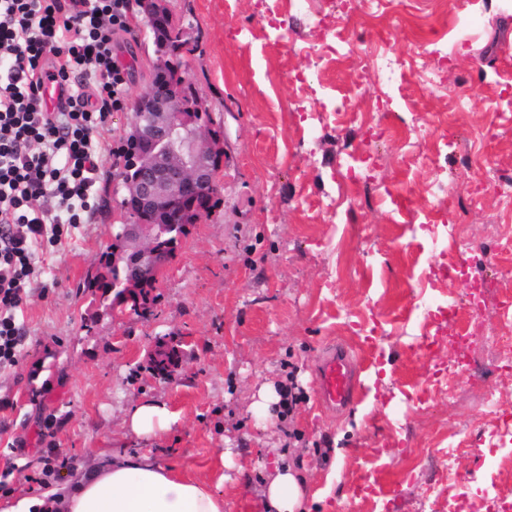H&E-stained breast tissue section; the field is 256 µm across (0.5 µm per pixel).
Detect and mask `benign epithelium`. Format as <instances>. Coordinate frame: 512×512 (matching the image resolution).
<instances>
[{"instance_id": "obj_1", "label": "benign epithelium", "mask_w": 512, "mask_h": 512, "mask_svg": "<svg viewBox=\"0 0 512 512\" xmlns=\"http://www.w3.org/2000/svg\"><path fill=\"white\" fill-rule=\"evenodd\" d=\"M187 83L182 71L163 77L132 104L140 150L137 175L122 183V191L140 220L113 230L112 262L128 270L123 285L126 304L120 311L142 318L154 316L155 302L153 295L144 297L140 291L160 281L173 257L160 246L166 225L182 216L186 223L198 224L208 216L210 203L200 204L198 198L212 193L223 168L222 140L198 119L203 109L199 99L182 91ZM178 342L176 336L158 338L152 361L165 360Z\"/></svg>"}]
</instances>
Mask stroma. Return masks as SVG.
Segmentation results:
<instances>
[{"mask_svg": "<svg viewBox=\"0 0 512 512\" xmlns=\"http://www.w3.org/2000/svg\"><path fill=\"white\" fill-rule=\"evenodd\" d=\"M190 38L186 76L224 136L218 205L182 236L154 291L155 314L115 318L80 285L98 270L119 223L131 110L112 113L96 208L36 255L38 275L16 316L26 341L0 369V494L43 491L47 456L56 482L98 452H152L161 464L208 479L224 469L225 512H264L273 452L304 480L308 512H448L429 499L426 456L450 436L462 506L484 496L492 453L485 398L512 408V374L462 375L452 394L418 404L453 361L440 312L463 302L470 278L512 285L493 250L500 200L480 165L492 155L512 176V0H165ZM478 25L459 34L471 13ZM115 58L131 73L129 98L154 75L141 9ZM397 62L386 81L370 64ZM448 182L432 196L435 176ZM462 224L441 235L444 215ZM181 337L168 378L155 376V341ZM344 343L359 369L347 409L322 406L316 361ZM294 380L297 404L258 422L249 408L267 386ZM165 402L178 420L146 440L125 419L138 402Z\"/></svg>", "mask_w": 512, "mask_h": 512, "instance_id": "obj_1", "label": "stroma"}]
</instances>
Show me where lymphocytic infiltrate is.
<instances>
[{"label": "lymphocytic infiltrate", "mask_w": 512, "mask_h": 512, "mask_svg": "<svg viewBox=\"0 0 512 512\" xmlns=\"http://www.w3.org/2000/svg\"><path fill=\"white\" fill-rule=\"evenodd\" d=\"M131 17L132 0H0V368L19 361L36 252L94 209L100 139L129 86L112 47ZM48 70L64 111L43 109Z\"/></svg>", "instance_id": "obj_1"}]
</instances>
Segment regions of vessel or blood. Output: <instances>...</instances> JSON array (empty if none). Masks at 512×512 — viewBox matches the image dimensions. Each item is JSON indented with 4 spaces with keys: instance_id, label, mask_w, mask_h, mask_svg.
Returning <instances> with one entry per match:
<instances>
[{
    "instance_id": "vessel-or-blood-1",
    "label": "vessel or blood",
    "mask_w": 512,
    "mask_h": 512,
    "mask_svg": "<svg viewBox=\"0 0 512 512\" xmlns=\"http://www.w3.org/2000/svg\"><path fill=\"white\" fill-rule=\"evenodd\" d=\"M69 92L53 80L43 84L44 109L57 112L68 106ZM315 387L322 405L344 409L355 399L357 382L353 362L344 347L324 352L318 362Z\"/></svg>"
}]
</instances>
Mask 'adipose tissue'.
<instances>
[{
	"instance_id": "obj_1",
	"label": "adipose tissue",
	"mask_w": 512,
	"mask_h": 512,
	"mask_svg": "<svg viewBox=\"0 0 512 512\" xmlns=\"http://www.w3.org/2000/svg\"><path fill=\"white\" fill-rule=\"evenodd\" d=\"M177 417L167 405L147 400L128 414L127 426L139 437L169 431ZM227 453L215 460L214 483L187 477L148 453H100L97 463L77 472L61 490L37 496L0 498V512H224L217 488L225 481ZM266 512H301L303 481L285 455H278L264 491Z\"/></svg>"
}]
</instances>
